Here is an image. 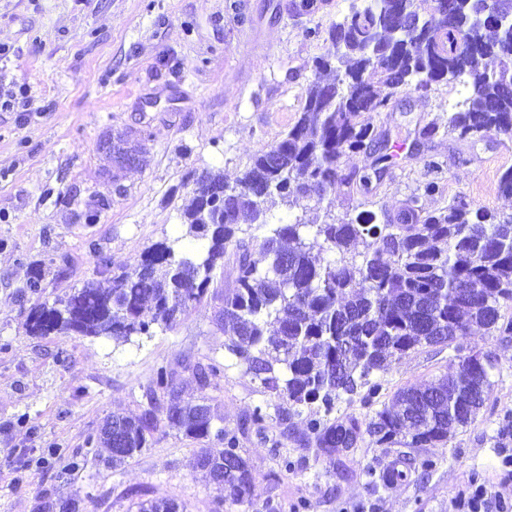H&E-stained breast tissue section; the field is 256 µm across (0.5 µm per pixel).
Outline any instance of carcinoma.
<instances>
[{"label": "carcinoma", "instance_id": "carcinoma-1", "mask_svg": "<svg viewBox=\"0 0 512 512\" xmlns=\"http://www.w3.org/2000/svg\"><path fill=\"white\" fill-rule=\"evenodd\" d=\"M390 4L373 0L329 30L334 53L316 63L298 119L252 158L237 191L224 193L222 210H203L205 191L225 186L223 174L208 170L181 206L186 234L148 250L112 275L107 287L90 280L51 304L34 306L27 332L129 341L171 330L190 307L217 301L224 348L279 401L273 415L286 420L304 408L323 410L307 421V442L318 457L344 455L367 439L381 448H430L446 443L452 427L472 422L492 386L489 357H470L452 375L398 390L367 421L332 413L341 400L372 406L381 390L373 376L412 350L458 345L474 326L512 335V319L501 313L512 303V213L474 209L456 197L436 211L408 205L395 214L362 211L347 221L328 209L321 224L297 216L257 243L238 237L242 224L270 225L275 198L290 210L303 209L338 187L354 190L357 175L342 168L343 154L363 151L375 156L377 166L387 162L375 116L398 92L444 79L448 63L461 53L479 54L477 69L490 77L471 84L464 109L448 115V131L461 139L512 131V40L463 9L458 27L448 25V0H431L425 18L416 0H398L396 10ZM187 238L198 245L186 247ZM230 246L236 276L226 288L217 271L224 269ZM317 247L336 258L321 262ZM195 371L197 399L161 411L153 406L138 417L112 414L89 444L107 448L109 462L122 465L147 447L162 419L204 442L196 468L225 496L242 500L255 477L251 468L236 467L245 460L237 434L224 429L206 394L219 368L199 364ZM175 392L173 373L158 367L152 395ZM273 415L259 405L244 428L265 439ZM227 462L235 467L224 469ZM138 512H180V504L149 499Z\"/></svg>", "mask_w": 512, "mask_h": 512}]
</instances>
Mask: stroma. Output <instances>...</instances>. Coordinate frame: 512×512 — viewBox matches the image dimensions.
<instances>
[{"label":"stroma","mask_w":512,"mask_h":512,"mask_svg":"<svg viewBox=\"0 0 512 512\" xmlns=\"http://www.w3.org/2000/svg\"><path fill=\"white\" fill-rule=\"evenodd\" d=\"M299 2L0 0V45L9 49L0 58V512H34L41 494L74 498L80 512H136L138 502L161 497L177 498L183 512H455L459 490L474 481L512 499L499 469L512 455V335L478 328L461 347L410 351L381 374L373 408L337 405V416L367 419L398 389L454 373L463 356H490L492 387L475 420L446 444L410 449L433 460L425 475L370 483L368 471L398 451L369 442L334 461L316 457L302 446L300 414L272 423L267 436L240 435L255 482L248 499L234 501L197 471V442L168 427L119 467L106 449L86 445L110 413L167 405L149 396L162 365L186 400L198 394L195 365L217 364L207 394L230 431L269 402L225 350L213 302L191 308L174 330L127 342L27 332L35 303L108 282L156 243L185 234L179 208L195 173L219 171L234 184L294 124L314 62L331 48L330 28L371 0H317L312 13ZM466 94L459 78L396 94L377 121L392 160L379 174L372 155L342 156L365 183L332 194L337 218L412 202L434 210L457 196L512 212V197L499 191L512 169V135L475 142L448 131ZM131 129L146 132L141 162L113 174L103 144ZM432 181L441 191L425 195ZM93 208L99 219L86 223ZM100 254L108 268L98 266ZM35 268L38 295L26 288ZM286 456L299 468L286 470Z\"/></svg>","instance_id":"stroma-1"}]
</instances>
